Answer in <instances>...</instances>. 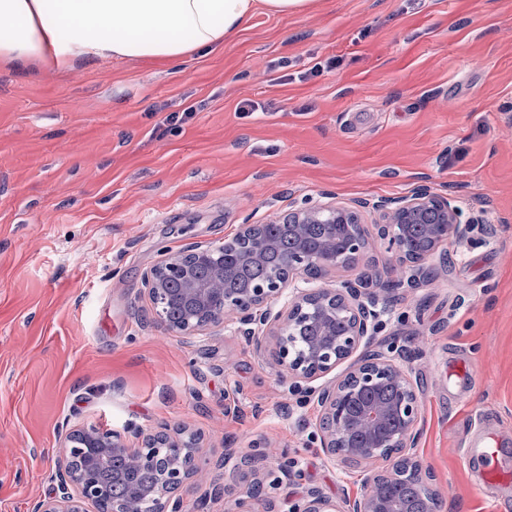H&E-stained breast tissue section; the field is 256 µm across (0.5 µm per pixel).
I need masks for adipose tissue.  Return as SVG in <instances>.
Listing matches in <instances>:
<instances>
[{"instance_id":"adipose-tissue-1","label":"adipose tissue","mask_w":512,"mask_h":512,"mask_svg":"<svg viewBox=\"0 0 512 512\" xmlns=\"http://www.w3.org/2000/svg\"><path fill=\"white\" fill-rule=\"evenodd\" d=\"M309 0H0V65L97 59L177 61L223 45L256 6L302 11Z\"/></svg>"}]
</instances>
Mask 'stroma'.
Wrapping results in <instances>:
<instances>
[{
	"label": "stroma",
	"mask_w": 512,
	"mask_h": 512,
	"mask_svg": "<svg viewBox=\"0 0 512 512\" xmlns=\"http://www.w3.org/2000/svg\"><path fill=\"white\" fill-rule=\"evenodd\" d=\"M423 185L476 225L397 291L375 341L412 370L416 455L444 512H512V483L481 485L462 453L479 426L512 449V0H310L174 63L1 66L0 512L49 497L61 431L90 425L133 446L164 427L195 435L207 485L223 484L226 451L262 440L264 472L291 469L278 498L361 496L373 470L316 447V399L234 324L178 336L150 322L142 277L307 203ZM398 262L377 243L308 285L386 282ZM459 360L465 389L448 383Z\"/></svg>",
	"instance_id": "stroma-1"
}]
</instances>
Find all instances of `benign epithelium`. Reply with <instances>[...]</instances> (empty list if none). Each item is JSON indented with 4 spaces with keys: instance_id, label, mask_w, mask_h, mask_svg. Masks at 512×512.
I'll list each match as a JSON object with an SVG mask.
<instances>
[{
    "instance_id": "obj_1",
    "label": "benign epithelium",
    "mask_w": 512,
    "mask_h": 512,
    "mask_svg": "<svg viewBox=\"0 0 512 512\" xmlns=\"http://www.w3.org/2000/svg\"><path fill=\"white\" fill-rule=\"evenodd\" d=\"M372 207L382 218L378 237L400 254V276L393 287L376 289L369 278L360 287L344 283L338 288L309 289L296 282L309 275L325 276L353 265L368 252L370 243L362 229L361 209ZM439 222L427 226L419 249L408 246L410 225L418 224L430 210ZM462 210L450 197H441L426 187L410 196L361 201L358 207L314 204L281 213L273 220L297 236L309 224L330 226L329 236L311 253L300 248L279 268L245 288L232 285L235 267L231 260L259 262L275 248V241L262 224H243L224 243L195 246L170 255L144 274V286L153 317L168 330L195 336L236 314V325L246 343L258 353H269L283 370L289 391L315 396L321 407L316 441L330 459L349 465L378 460L389 463L371 478L370 490L343 504L313 489L298 500L265 499L264 512H412L409 505L388 492L393 482L417 485L423 494V512H441L438 492L431 487L417 460L405 453L415 447L420 403L409 371L396 366L392 349L374 346L381 316L388 312L392 294L425 275L424 264L435 258L451 236L468 238L472 223L462 221ZM182 302L186 315L172 323L167 318L171 300ZM282 308L274 310V306ZM358 355L357 363L336 383L303 387L323 378ZM67 454L59 457L53 494L39 501L35 512H183L178 491L196 472V442L175 439L165 431L142 438L133 448L115 431L96 426L68 429L63 434ZM125 456L132 466L148 465L154 481L130 483L125 500L110 498L99 472L113 455ZM259 455H228L229 479L215 490L224 494L237 482L243 468L257 467ZM259 480L235 499L233 512H255L254 489Z\"/></svg>"
}]
</instances>
